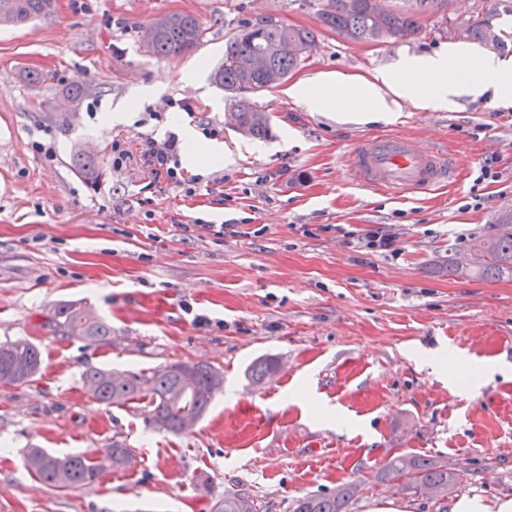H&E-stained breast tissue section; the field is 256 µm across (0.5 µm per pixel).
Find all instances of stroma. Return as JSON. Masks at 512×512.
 <instances>
[{
  "label": "stroma",
  "mask_w": 512,
  "mask_h": 512,
  "mask_svg": "<svg viewBox=\"0 0 512 512\" xmlns=\"http://www.w3.org/2000/svg\"><path fill=\"white\" fill-rule=\"evenodd\" d=\"M55 23L28 35H0V341L27 339L42 368L26 385H0V512H210L225 493L246 489L265 512H289L295 497L347 482L362 490L349 512L393 497L413 512L433 501L377 480L393 449L447 461L455 494H512V368L478 377L474 362L512 365V279L457 278L448 247L493 232L512 208V106L491 96L454 106L402 103L394 119L344 122L315 112L277 87L255 103L272 115L268 137L239 134L233 103L212 73L239 25L273 19L314 31L316 45L289 80L325 72L348 76L338 93L406 57L442 54L452 35L439 19L395 43H355L322 27L323 0H60ZM193 14L206 36L170 59L147 53L151 19ZM453 26L489 18L512 33L499 0H453ZM42 79L30 83L29 72ZM195 73V83L184 80ZM160 84L156 98L143 86ZM83 86V97L65 91ZM195 107L185 114L174 103ZM131 120L107 125L108 105ZM215 128L220 163L183 158L201 176L194 194L151 184L136 165L112 166V142L136 149L178 124ZM490 127L488 138L469 132ZM53 129L54 161L34 148ZM404 134L422 146L447 143L464 172L431 195L399 196L359 185L344 156L359 137ZM494 147H487V140ZM92 155L83 175L74 154ZM496 156L499 181L485 203L464 206L476 170ZM203 219L240 221L215 239L181 227ZM382 226L398 257L361 254L341 229ZM61 301L85 303L112 325L104 342L61 335L51 315ZM452 357L455 382L429 361ZM275 376L248 378L258 360ZM203 362L224 375L195 434L153 426L147 401L107 406L82 383L87 367L153 371ZM349 420L321 416L322 408ZM130 448V464L108 463L112 444ZM37 446L82 453L102 464L91 485L56 491L40 485L24 453Z\"/></svg>",
  "instance_id": "obj_1"
}]
</instances>
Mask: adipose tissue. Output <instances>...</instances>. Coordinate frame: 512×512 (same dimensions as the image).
I'll return each instance as SVG.
<instances>
[{
  "instance_id": "obj_1",
  "label": "adipose tissue",
  "mask_w": 512,
  "mask_h": 512,
  "mask_svg": "<svg viewBox=\"0 0 512 512\" xmlns=\"http://www.w3.org/2000/svg\"><path fill=\"white\" fill-rule=\"evenodd\" d=\"M457 55L453 49L436 56L407 58L398 69L379 73L367 81L364 92L353 99L337 94V85L345 81L339 73L298 82L288 88L287 94L311 110L338 112L366 122L392 117L404 100L422 106L450 107L459 96L479 97L489 92L500 104L512 103V62L494 54H481L458 74L451 68Z\"/></svg>"
}]
</instances>
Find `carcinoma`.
Listing matches in <instances>:
<instances>
[{
  "label": "carcinoma",
  "instance_id": "cac0c4a2",
  "mask_svg": "<svg viewBox=\"0 0 512 512\" xmlns=\"http://www.w3.org/2000/svg\"><path fill=\"white\" fill-rule=\"evenodd\" d=\"M431 0H326L319 13L321 25L353 42L387 43L414 38L423 31L421 18L433 13ZM156 39L148 44V52L158 58H176L194 51L203 41L205 28L194 16L171 13L156 18ZM453 36L499 49L504 46L502 33L483 20L453 28ZM288 40L298 47L294 54L274 56L266 71L248 73L243 63L250 57L266 53L276 43ZM315 47V34L273 20L244 24L235 29L224 44V61L213 72V80L230 95L235 108L236 125L242 135L264 138L271 129L272 116L256 106L254 89H272L286 81ZM448 274L479 277L496 281L512 277V210L500 213L497 229L448 254ZM53 322L64 336L87 342H100L112 336V327L90 308L73 303H58L53 308ZM38 347L24 339L0 343V384L25 385L41 369ZM276 370L270 361L251 366V380L260 384ZM87 392L108 405H124L148 400L153 423L173 433L184 430V422L199 420L212 400L224 388V377L210 366L193 363H171L148 374L115 372L90 368L83 375ZM27 467L40 483L63 491L94 483L101 466L79 454L57 456L42 448L30 449ZM384 481H404V489L423 495L427 487L440 490L433 498L438 512H448L441 501L454 488V477L448 462L416 455H396L382 467ZM360 484L349 482L329 493L307 494L293 500L290 512H348V505ZM214 512H260V504L242 490L229 492L214 505Z\"/></svg>",
  "mask_w": 512,
  "mask_h": 512
}]
</instances>
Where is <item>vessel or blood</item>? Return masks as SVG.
<instances>
[{"mask_svg":"<svg viewBox=\"0 0 512 512\" xmlns=\"http://www.w3.org/2000/svg\"><path fill=\"white\" fill-rule=\"evenodd\" d=\"M59 0H0V34L28 32L57 18ZM345 165L359 184L395 193H420L457 181L462 159L421 147L405 136L358 140L349 149Z\"/></svg>","mask_w":512,"mask_h":512,"instance_id":"1","label":"vessel or blood"}]
</instances>
